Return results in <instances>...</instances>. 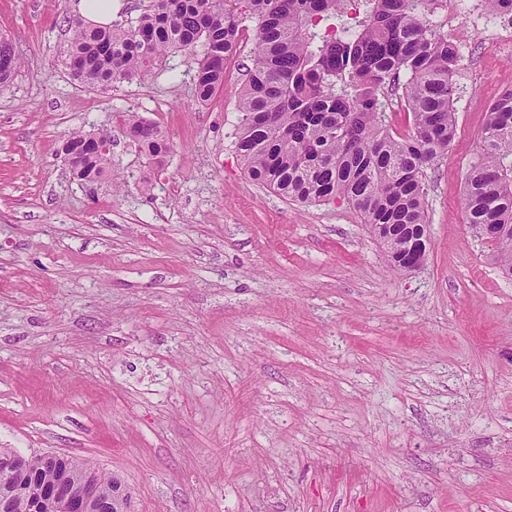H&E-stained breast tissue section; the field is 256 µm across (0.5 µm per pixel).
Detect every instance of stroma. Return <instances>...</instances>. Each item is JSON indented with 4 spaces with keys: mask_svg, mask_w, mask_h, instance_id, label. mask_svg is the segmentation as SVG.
Returning <instances> with one entry per match:
<instances>
[{
    "mask_svg": "<svg viewBox=\"0 0 512 512\" xmlns=\"http://www.w3.org/2000/svg\"><path fill=\"white\" fill-rule=\"evenodd\" d=\"M76 0H0V446L93 459L135 512H512V278L461 205L512 87L465 0L457 132L428 169L423 267L394 272L352 204H302L235 151L247 18L209 103L196 55L99 90L63 64ZM170 150L149 159L116 115ZM112 134L124 183L59 155ZM14 45L7 37H0V85L11 81L21 66V58L13 51ZM5 58V61L2 60ZM123 125L126 135L149 159H157L169 151L168 139L161 131L158 133V126L145 120L138 113H126L123 116Z\"/></svg>",
    "mask_w": 512,
    "mask_h": 512,
    "instance_id": "obj_1",
    "label": "stroma"
}]
</instances>
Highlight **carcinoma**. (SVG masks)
Returning a JSON list of instances; mask_svg holds the SVG:
<instances>
[{
	"instance_id": "1",
	"label": "carcinoma",
	"mask_w": 512,
	"mask_h": 512,
	"mask_svg": "<svg viewBox=\"0 0 512 512\" xmlns=\"http://www.w3.org/2000/svg\"><path fill=\"white\" fill-rule=\"evenodd\" d=\"M433 0H362L363 16L346 20L345 0H147L134 19L108 26L69 20L65 65L96 88L131 80L173 50L202 48L196 97L210 102L224 88V63L237 48L244 15L256 22V54L238 96L234 146L249 176L285 198L319 203L344 198L363 216L396 271L427 258V169L448 154L455 136L454 76L459 50L431 19ZM336 20L340 33L318 30ZM0 37V85L21 66ZM402 90L408 133L388 125L387 93ZM126 135L157 159L169 142L136 112L123 116ZM63 153L85 184L110 175L107 144L78 130ZM466 224L496 245L512 276V89L485 113L477 161L465 178ZM0 448V512H39L57 476L97 481L113 500L119 477L85 458L32 456L28 469L7 467Z\"/></svg>"
}]
</instances>
